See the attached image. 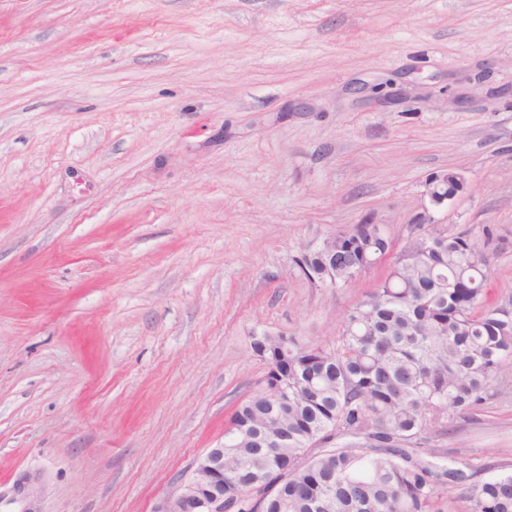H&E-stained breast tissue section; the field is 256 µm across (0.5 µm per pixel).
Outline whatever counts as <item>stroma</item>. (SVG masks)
<instances>
[{
	"mask_svg": "<svg viewBox=\"0 0 512 512\" xmlns=\"http://www.w3.org/2000/svg\"><path fill=\"white\" fill-rule=\"evenodd\" d=\"M424 214L512 302V0H0V512L26 476L154 512L260 389L252 334L332 336L389 269L295 257ZM428 446L512 471V374ZM448 175L455 176L464 187L463 178L457 173L443 171V173L431 174L425 182V195L432 204L441 205L445 201L452 200L460 192H448ZM304 251L295 264L312 283L324 287L336 278V288H342L387 258L393 251L392 239L383 224H356L345 233L324 236ZM336 248V266L331 251Z\"/></svg>",
	"mask_w": 512,
	"mask_h": 512,
	"instance_id": "35a3bbf8",
	"label": "stroma"
}]
</instances>
